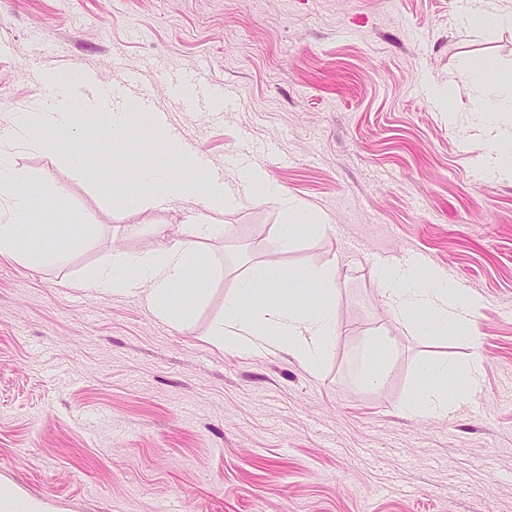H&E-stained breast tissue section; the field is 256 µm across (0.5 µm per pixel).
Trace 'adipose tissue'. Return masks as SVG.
I'll use <instances>...</instances> for the list:
<instances>
[{
	"label": "adipose tissue",
	"instance_id": "ef3b65f1",
	"mask_svg": "<svg viewBox=\"0 0 512 512\" xmlns=\"http://www.w3.org/2000/svg\"><path fill=\"white\" fill-rule=\"evenodd\" d=\"M457 14L465 29H511L512 5L507 0H458ZM464 67L483 95L475 102L474 115L482 129V151L478 166L484 172L512 179V127L499 116L512 112V71L502 70L490 57L464 58ZM244 190L261 193L275 201L283 215L279 227L282 244H290L299 229L312 228L322 218L272 180L264 171L248 169L239 174ZM137 200L158 207L182 199H198L205 209L222 212L228 191L219 179L176 177L166 168L147 165L140 171L135 188ZM216 230L212 224H194L184 239L159 238L155 250L135 256L115 251L87 268L79 285L112 295H145L152 311L173 324L187 323L202 289L186 291L187 282L198 275L199 241ZM379 290L396 317L409 321L416 331L433 336H470L482 305L460 281L411 257L374 268ZM303 282L311 307L284 303L278 287ZM336 269L332 266L294 270L273 268L271 281L245 279L226 299L224 314L212 326L213 336L225 349L239 353H282L309 371H318L325 351L336 336ZM480 363L458 367L448 362L423 363L418 367L419 384L405 412L423 418L447 416L469 401L480 377Z\"/></svg>",
	"mask_w": 512,
	"mask_h": 512
}]
</instances>
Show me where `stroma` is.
Returning <instances> with one entry per match:
<instances>
[{"instance_id":"obj_1","label":"stroma","mask_w":512,"mask_h":512,"mask_svg":"<svg viewBox=\"0 0 512 512\" xmlns=\"http://www.w3.org/2000/svg\"><path fill=\"white\" fill-rule=\"evenodd\" d=\"M453 0H0V129L53 93L41 75L77 68L105 86L135 73L182 144L236 186L231 156L320 213L318 230L279 245L278 205L235 194L208 215L187 199H128L158 152L139 126L112 144L85 127L86 175L55 152L9 148L42 185V225L63 213L96 225L66 262L0 256V486L50 512H512V180L482 175L449 113L478 134L462 55L512 68V30L466 35ZM124 67H110L113 54ZM208 60L235 89L223 117L182 104L166 69ZM451 91L447 106L432 91ZM121 169L122 184L112 182ZM203 238L204 296L176 325L132 296L79 287L119 248L145 255L158 232ZM421 255L483 299L471 337L427 336L382 299L373 258ZM336 268L337 335L312 373L283 354H237L213 322L269 259ZM385 346L364 383L370 337ZM481 362L471 400L441 419L407 415L420 362Z\"/></svg>"}]
</instances>
